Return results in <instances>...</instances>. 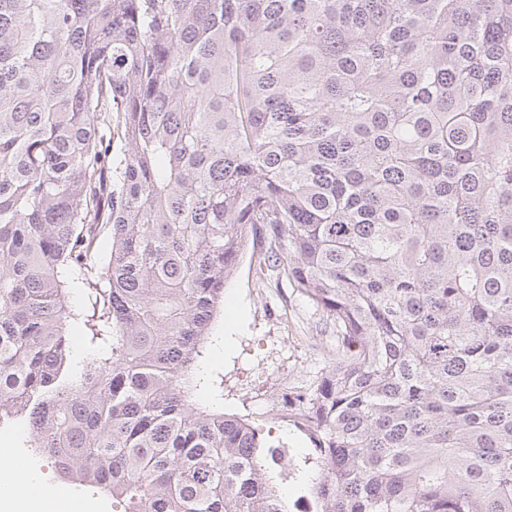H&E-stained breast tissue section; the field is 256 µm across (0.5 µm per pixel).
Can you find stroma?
I'll return each mask as SVG.
<instances>
[{"mask_svg":"<svg viewBox=\"0 0 512 512\" xmlns=\"http://www.w3.org/2000/svg\"><path fill=\"white\" fill-rule=\"evenodd\" d=\"M265 235L248 240L224 287V304L213 333L227 337L226 346L209 347L202 366L218 391L225 414L245 420L275 441L286 443L299 477L271 469L273 484L289 501L306 495L305 474L318 471L310 444L292 421L275 408L283 390H304L331 365L336 333L305 299L274 272L258 273L257 257L267 246ZM22 429L0 433L6 448L38 470L52 489L94 504V512H112V501L96 489L57 478L52 463L22 445Z\"/></svg>","mask_w":512,"mask_h":512,"instance_id":"obj_1","label":"stroma"}]
</instances>
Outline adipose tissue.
Wrapping results in <instances>:
<instances>
[{
    "mask_svg": "<svg viewBox=\"0 0 512 512\" xmlns=\"http://www.w3.org/2000/svg\"><path fill=\"white\" fill-rule=\"evenodd\" d=\"M0 512H86V507L58 498L25 461L0 453Z\"/></svg>",
    "mask_w": 512,
    "mask_h": 512,
    "instance_id": "obj_1",
    "label": "adipose tissue"
}]
</instances>
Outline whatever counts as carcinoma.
I'll list each match as a JSON object with an SVG mask.
<instances>
[{"instance_id": "obj_1", "label": "carcinoma", "mask_w": 512, "mask_h": 512, "mask_svg": "<svg viewBox=\"0 0 512 512\" xmlns=\"http://www.w3.org/2000/svg\"><path fill=\"white\" fill-rule=\"evenodd\" d=\"M262 228L336 326L317 512H512V0H0V431L122 512H288L200 403Z\"/></svg>"}]
</instances>
